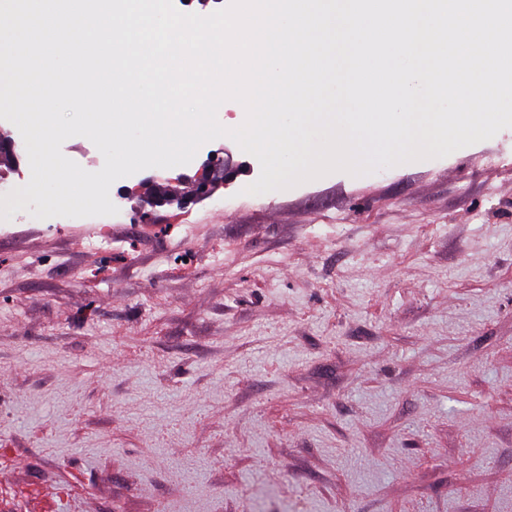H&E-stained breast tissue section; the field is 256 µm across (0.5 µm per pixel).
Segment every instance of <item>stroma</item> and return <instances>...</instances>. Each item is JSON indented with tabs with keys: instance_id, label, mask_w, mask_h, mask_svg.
I'll return each instance as SVG.
<instances>
[{
	"instance_id": "obj_1",
	"label": "stroma",
	"mask_w": 512,
	"mask_h": 512,
	"mask_svg": "<svg viewBox=\"0 0 512 512\" xmlns=\"http://www.w3.org/2000/svg\"><path fill=\"white\" fill-rule=\"evenodd\" d=\"M142 222L0 221V501L22 512H512V128ZM182 223H175L174 213Z\"/></svg>"
}]
</instances>
